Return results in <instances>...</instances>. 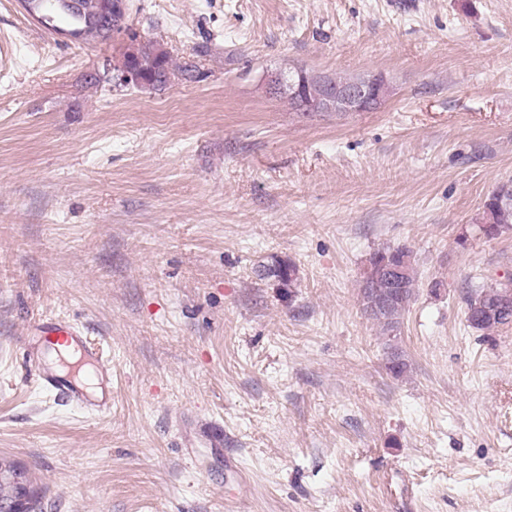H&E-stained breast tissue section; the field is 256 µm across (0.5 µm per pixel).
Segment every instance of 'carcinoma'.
I'll return each instance as SVG.
<instances>
[{
	"label": "carcinoma",
	"instance_id": "obj_1",
	"mask_svg": "<svg viewBox=\"0 0 512 512\" xmlns=\"http://www.w3.org/2000/svg\"><path fill=\"white\" fill-rule=\"evenodd\" d=\"M92 0H76L74 9L62 12L58 0H39L46 29L72 31L81 27L88 16ZM137 65L147 74L153 87L166 85L164 76L173 71V64L167 52L151 42L138 45L130 54ZM512 226V205L506 206L491 194L484 204L481 232L488 238L499 235L504 228ZM396 262L404 265L407 276L404 288L395 296L387 288L380 269L383 262ZM269 273L279 278L282 285L293 284L296 267L293 264L276 263L268 268ZM417 270L410 249L406 247L387 248L370 254L361 287L363 310L371 319L382 324L388 332L399 329L403 316L409 309L415 294ZM466 318L476 329H490L512 324V285L501 284L487 289L479 288L467 300ZM15 489L9 485V475L0 476V512H13L12 501Z\"/></svg>",
	"mask_w": 512,
	"mask_h": 512
}]
</instances>
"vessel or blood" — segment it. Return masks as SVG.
Wrapping results in <instances>:
<instances>
[{
	"instance_id": "obj_1",
	"label": "vessel or blood",
	"mask_w": 512,
	"mask_h": 512,
	"mask_svg": "<svg viewBox=\"0 0 512 512\" xmlns=\"http://www.w3.org/2000/svg\"><path fill=\"white\" fill-rule=\"evenodd\" d=\"M29 333L44 339H55L79 352L83 365L96 377L98 387L94 394H86L79 386L60 375L42 358L40 348H31L28 354L41 385L56 398L79 404L89 410L105 412L112 408V373L103 365L102 350L92 343L77 324L67 320L37 319L31 322Z\"/></svg>"
}]
</instances>
